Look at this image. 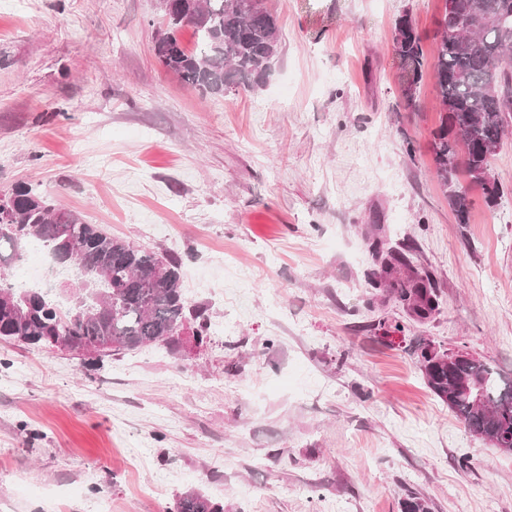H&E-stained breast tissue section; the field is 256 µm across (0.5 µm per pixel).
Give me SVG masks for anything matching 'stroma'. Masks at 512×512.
I'll return each mask as SVG.
<instances>
[{"mask_svg":"<svg viewBox=\"0 0 512 512\" xmlns=\"http://www.w3.org/2000/svg\"><path fill=\"white\" fill-rule=\"evenodd\" d=\"M279 55L214 96L155 55L157 0H0V192L29 184L112 236L184 258L213 331L108 356L0 338V512H512V454L426 386L428 344L512 377V132L505 194L457 223L434 174L431 72L391 49L444 0H266ZM409 253L440 308L369 285ZM392 48L409 81L412 79L417 85L422 77L426 57L421 37L408 16H402L396 23ZM177 512H224V507L197 491L184 493L177 502Z\"/></svg>","mask_w":512,"mask_h":512,"instance_id":"obj_1","label":"stroma"}]
</instances>
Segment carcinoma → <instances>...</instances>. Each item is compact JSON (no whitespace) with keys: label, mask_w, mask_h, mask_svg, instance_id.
Returning <instances> with one entry per match:
<instances>
[{"label":"carcinoma","mask_w":512,"mask_h":512,"mask_svg":"<svg viewBox=\"0 0 512 512\" xmlns=\"http://www.w3.org/2000/svg\"><path fill=\"white\" fill-rule=\"evenodd\" d=\"M167 29L160 34L159 61L187 86L212 95L228 89L256 90L269 77L278 55L277 17L265 0H164ZM189 26L196 36L186 49L178 31ZM392 48L406 76L418 83L426 57L409 17L395 26ZM436 97L443 117L434 132L437 176L458 223L468 222L472 201L458 182L463 170L482 190L488 206L498 204L504 189L490 177L489 160L501 147L512 120V0H444L437 20L433 56ZM0 266L20 261L32 241L53 255L69 252L72 296L63 307L42 289L23 288L0 276V294L13 308L0 307V336L27 343L32 336L101 339L106 356L151 344H168L186 320L180 290L182 257L144 249L112 237L103 227L86 223L75 211L56 206L28 185L0 193ZM371 250L382 257L381 272L370 284L431 317L439 311L434 283L418 278L408 260L382 256L381 242ZM427 387L485 442L512 424V379L473 356L441 367L421 366ZM472 387L469 395L459 391ZM177 512H224V507L197 491L184 493Z\"/></svg>","instance_id":"1"}]
</instances>
